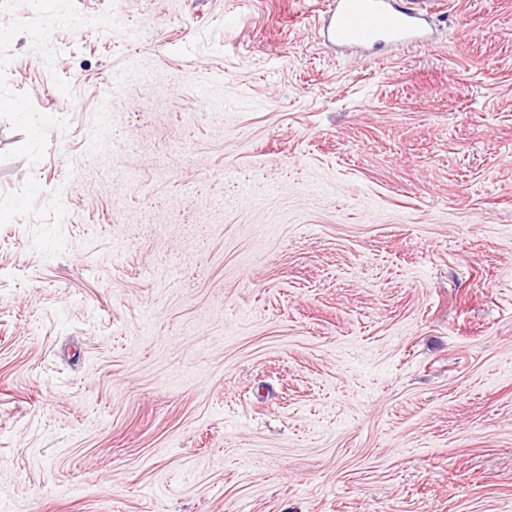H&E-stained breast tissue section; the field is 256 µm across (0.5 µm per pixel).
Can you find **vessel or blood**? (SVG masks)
I'll list each match as a JSON object with an SVG mask.
<instances>
[{"instance_id": "obj_1", "label": "vessel or blood", "mask_w": 512, "mask_h": 512, "mask_svg": "<svg viewBox=\"0 0 512 512\" xmlns=\"http://www.w3.org/2000/svg\"><path fill=\"white\" fill-rule=\"evenodd\" d=\"M432 0H329L325 37L349 48H379L394 42L424 43V12Z\"/></svg>"}]
</instances>
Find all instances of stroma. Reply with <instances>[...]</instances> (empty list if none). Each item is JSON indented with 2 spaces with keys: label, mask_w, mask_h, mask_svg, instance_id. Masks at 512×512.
<instances>
[{
  "label": "stroma",
  "mask_w": 512,
  "mask_h": 512,
  "mask_svg": "<svg viewBox=\"0 0 512 512\" xmlns=\"http://www.w3.org/2000/svg\"><path fill=\"white\" fill-rule=\"evenodd\" d=\"M0 0V512H512V0ZM321 28L333 44L379 48L394 42L424 44L423 11L432 0H329Z\"/></svg>",
  "instance_id": "stroma-1"
}]
</instances>
